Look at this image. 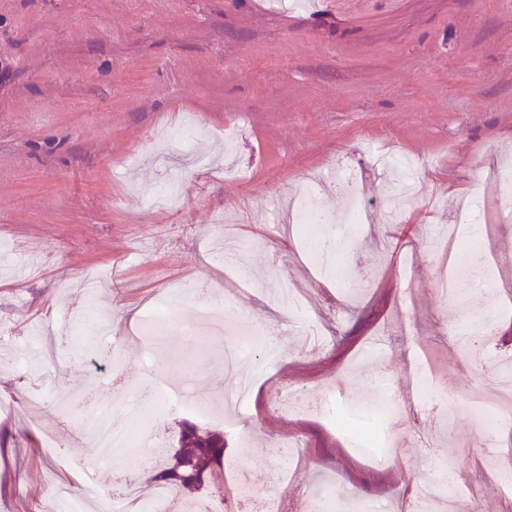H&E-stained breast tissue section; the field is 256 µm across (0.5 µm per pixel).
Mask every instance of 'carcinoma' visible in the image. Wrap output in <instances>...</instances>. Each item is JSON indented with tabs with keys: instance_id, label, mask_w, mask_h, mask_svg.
<instances>
[{
	"instance_id": "cac0c4a2",
	"label": "carcinoma",
	"mask_w": 512,
	"mask_h": 512,
	"mask_svg": "<svg viewBox=\"0 0 512 512\" xmlns=\"http://www.w3.org/2000/svg\"><path fill=\"white\" fill-rule=\"evenodd\" d=\"M223 450V435L185 424L172 463L159 471L150 485H165L180 492L194 493L201 488L204 474L220 464Z\"/></svg>"
}]
</instances>
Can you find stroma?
<instances>
[{"label": "stroma", "instance_id": "stroma-1", "mask_svg": "<svg viewBox=\"0 0 512 512\" xmlns=\"http://www.w3.org/2000/svg\"><path fill=\"white\" fill-rule=\"evenodd\" d=\"M187 120L230 147L232 169L154 143L158 127ZM510 148L512 0H313L278 11L268 0H0V512H40L78 489L64 461L91 453L84 426L99 407L124 424L122 396L147 363L144 319L173 282L234 299L274 328L280 353L255 387L257 422L225 433L221 466L196 500L220 481L228 512H266L272 487L294 512L329 487L344 494L338 507L411 503L419 477L450 461V512H512L498 478L512 464V434H480L464 402L478 372L455 339L483 312L488 357H512V220L487 177ZM378 152L419 162L424 194L391 220L382 190L400 171L377 165ZM313 172L349 175L363 192L345 283L284 228L289 194ZM161 183L174 208L146 204ZM477 184L489 287L477 303L441 298L434 285L450 252L431 250L430 230L459 221ZM218 236L249 283L211 252ZM282 277L310 297L323 342L275 302ZM188 303L178 299L169 319L161 370L173 385L194 370L195 396L212 413L199 425L223 431L220 345L234 328L211 325L217 350L183 366L173 354L195 319ZM92 312L111 319L108 344L59 324ZM36 320L63 363L50 375L29 345ZM380 371L399 403L390 453L288 407L332 396L366 412L381 400ZM183 422L148 414L161 443L153 463L126 469L116 448L95 480L146 483ZM295 439L307 457L280 463Z\"/></svg>", "mask_w": 512, "mask_h": 512}]
</instances>
